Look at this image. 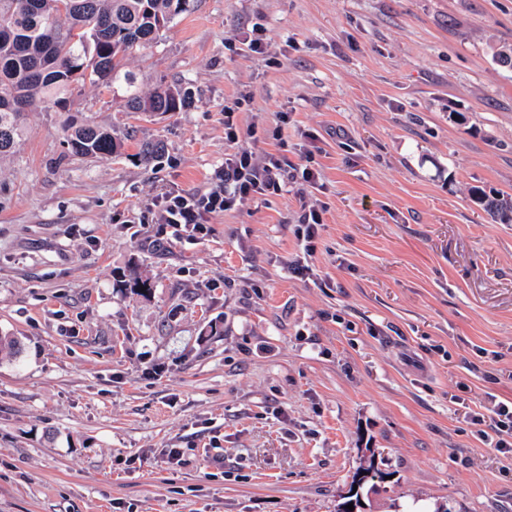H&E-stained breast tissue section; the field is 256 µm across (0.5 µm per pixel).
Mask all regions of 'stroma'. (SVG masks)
<instances>
[{
	"label": "stroma",
	"instance_id": "stroma-1",
	"mask_svg": "<svg viewBox=\"0 0 512 512\" xmlns=\"http://www.w3.org/2000/svg\"><path fill=\"white\" fill-rule=\"evenodd\" d=\"M504 45L512 0H192L124 64L187 110L127 112L121 83L33 106L0 159V512H336L369 448L368 512H512V458L465 419L512 401V224L472 199L512 195ZM73 119L120 155H65ZM240 147L320 178L200 232L151 214ZM322 224L320 214L315 210L304 211L297 224L296 236L304 242V249L307 253H313L314 242L318 236V228Z\"/></svg>",
	"mask_w": 512,
	"mask_h": 512
}]
</instances>
